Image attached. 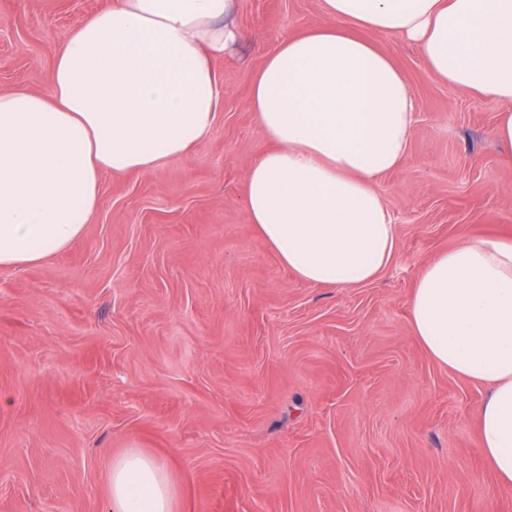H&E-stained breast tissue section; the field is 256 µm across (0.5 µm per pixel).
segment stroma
Returning a JSON list of instances; mask_svg holds the SVG:
<instances>
[{"label":"stroma","mask_w":512,"mask_h":512,"mask_svg":"<svg viewBox=\"0 0 512 512\" xmlns=\"http://www.w3.org/2000/svg\"><path fill=\"white\" fill-rule=\"evenodd\" d=\"M109 2L0 0V92L47 91L66 30ZM321 20V0H238L247 38L215 62L210 137L156 173L104 175L70 248L0 268V512H106L130 448L165 462L177 512H512L476 444L484 387L409 325L436 253L512 235L499 103L378 37L418 110L402 168L377 183L396 252L367 286L301 281L244 206L267 147L249 76Z\"/></svg>","instance_id":"stroma-1"}]
</instances>
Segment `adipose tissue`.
<instances>
[{
    "label": "adipose tissue",
    "mask_w": 512,
    "mask_h": 512,
    "mask_svg": "<svg viewBox=\"0 0 512 512\" xmlns=\"http://www.w3.org/2000/svg\"><path fill=\"white\" fill-rule=\"evenodd\" d=\"M237 0H112L68 31L49 90L0 93V267L66 250L104 175L152 173L205 140L224 100L216 59L246 33ZM322 25L287 38L251 77L248 108L269 147L249 169L256 231L307 283L359 288L396 240L378 178L405 160L418 102L392 58L355 28L414 43L433 75L501 110L512 163V0H321ZM413 336L439 365L487 386L477 446L512 493V238L438 252L409 304ZM108 512H176V485L132 448L108 470Z\"/></svg>",
    "instance_id": "1"
}]
</instances>
